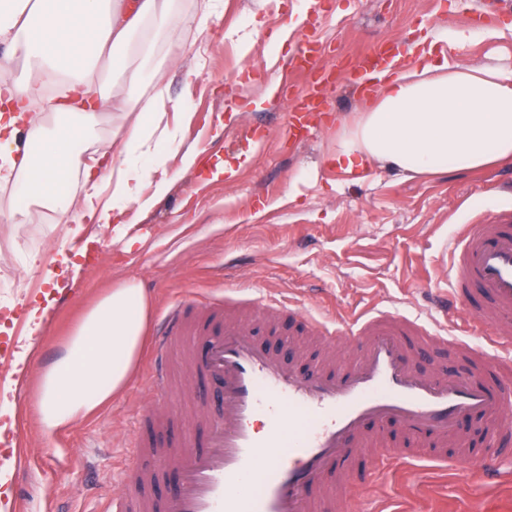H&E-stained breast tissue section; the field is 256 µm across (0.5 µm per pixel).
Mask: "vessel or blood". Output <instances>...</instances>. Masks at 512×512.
Returning a JSON list of instances; mask_svg holds the SVG:
<instances>
[{"label": "vessel or blood", "instance_id": "1", "mask_svg": "<svg viewBox=\"0 0 512 512\" xmlns=\"http://www.w3.org/2000/svg\"><path fill=\"white\" fill-rule=\"evenodd\" d=\"M451 288L442 316L493 328L487 349L470 348L468 365L426 374L415 358L448 349L439 330L398 312L356 318L349 338L361 358L303 373L282 350L257 343L225 303L190 298L174 306L156 333L157 352L181 337L194 345L192 378L212 393L202 432L182 437L179 452L136 443L116 512H152L145 484L178 467L164 512H341L339 488L351 485L352 458L371 454L376 468L410 460L416 450L450 445L480 465V479L512 478V459L489 460L466 447L459 422L469 418L486 438L512 431L504 393L512 388V214L489 224L460 225ZM260 313L300 321L306 333L336 345L339 330L280 304ZM402 430L407 446L392 445Z\"/></svg>", "mask_w": 512, "mask_h": 512}]
</instances>
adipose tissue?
I'll list each match as a JSON object with an SVG mask.
<instances>
[{
    "mask_svg": "<svg viewBox=\"0 0 512 512\" xmlns=\"http://www.w3.org/2000/svg\"><path fill=\"white\" fill-rule=\"evenodd\" d=\"M0 0V43L35 67V79H0V94L13 114L0 119V183L11 186L15 205L0 220L19 223L28 201L50 202L65 223L91 217L102 227L121 226L130 208L149 213L170 191L168 156L193 167L195 149L185 147L182 125L166 120L163 93L136 101L137 112L120 143L100 147L119 164H85L74 145L84 139L99 110L125 108L106 92L96 70L101 57L124 65L123 52L173 26L171 0ZM67 82L60 115L46 128L35 104ZM512 160V74L496 67L409 60L380 75L367 109L336 143V163L369 162L407 177L474 171ZM85 187L80 212H72L73 173ZM150 313L142 288L126 282L107 290L89 309L38 380L36 414L53 434L110 401L136 368Z\"/></svg>",
    "mask_w": 512,
    "mask_h": 512,
    "instance_id": "1",
    "label": "adipose tissue"
}]
</instances>
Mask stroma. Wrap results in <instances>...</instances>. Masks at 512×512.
I'll use <instances>...</instances> for the list:
<instances>
[{
	"instance_id": "stroma-1",
	"label": "stroma",
	"mask_w": 512,
	"mask_h": 512,
	"mask_svg": "<svg viewBox=\"0 0 512 512\" xmlns=\"http://www.w3.org/2000/svg\"><path fill=\"white\" fill-rule=\"evenodd\" d=\"M257 27L249 53L234 30ZM289 34L277 55L266 52L281 29ZM470 41L455 46L458 31ZM186 55L163 62L168 39L153 55L137 45L128 69L161 68V84L129 87L109 76L111 94L128 100L164 87L192 112L186 143L200 153L190 169L168 165L170 193L146 216L128 211L126 229L142 243L126 249L110 230L85 220L79 234L62 224L52 204L41 203L22 224L0 223V372L12 374L20 346L15 330L41 292H51L50 317L26 359L30 378L58 354L84 311L113 285L136 282L149 299L150 323L176 303L230 294L241 300L274 299L316 318L342 325L367 312L397 311L429 321L426 295L448 287L440 267L459 225L484 224L512 210V163L475 171H450L410 179L370 164L347 172L330 162L336 137L367 100L356 84L320 87L321 120L312 135L286 134L289 106H302L312 90L307 73L291 69L294 56L315 45L324 63L356 64L360 55L414 45L445 50L450 64L495 65L512 72V0H222L204 29L182 27L174 37ZM253 126L264 147L224 146V129ZM236 166L214 176V166ZM78 260V275L61 272L62 256ZM57 272L46 280L47 269ZM256 340L304 361H319L322 347L303 341L283 322L249 326ZM189 341L173 345L157 377L152 345H145L129 384L87 418L53 435L37 420L35 386L15 390L12 411L0 423H19L24 447L35 458L9 479L11 498L23 512H105L116 492L114 474L130 461L129 448L144 432L138 404L153 405L159 429L191 433L197 409L186 402L176 421L166 410L170 390L187 377ZM348 512H512V491L487 489L478 474L459 466L456 454L412 467L391 465L373 476L357 472Z\"/></svg>"
}]
</instances>
